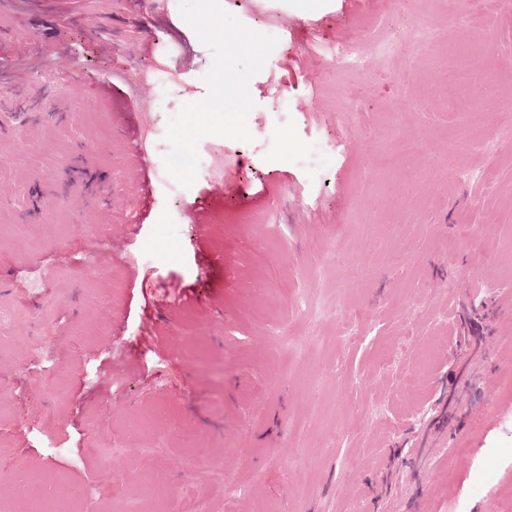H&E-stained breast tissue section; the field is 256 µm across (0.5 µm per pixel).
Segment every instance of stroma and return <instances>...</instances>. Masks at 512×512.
I'll list each match as a JSON object with an SVG mask.
<instances>
[{
  "mask_svg": "<svg viewBox=\"0 0 512 512\" xmlns=\"http://www.w3.org/2000/svg\"><path fill=\"white\" fill-rule=\"evenodd\" d=\"M465 2L0 14L28 33L0 62V512H456L479 462L491 490L470 512H512V136L447 80L470 70L512 113V21L472 38ZM107 40L125 69L110 99L92 90ZM349 41L365 70L330 60ZM159 54L181 85L162 103L136 78ZM176 122L189 152L138 154L145 125ZM317 138L335 163L312 176L294 159ZM216 145L203 236L194 154ZM101 448L107 495L63 498L99 481ZM228 477L248 494L225 497Z\"/></svg>",
  "mask_w": 512,
  "mask_h": 512,
  "instance_id": "obj_1",
  "label": "stroma"
}]
</instances>
